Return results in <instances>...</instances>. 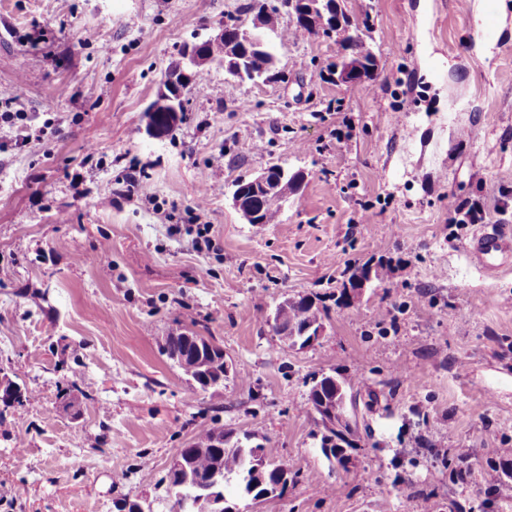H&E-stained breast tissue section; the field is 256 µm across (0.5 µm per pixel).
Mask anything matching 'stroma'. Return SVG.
Returning <instances> with one entry per match:
<instances>
[{"label":"stroma","instance_id":"stroma-1","mask_svg":"<svg viewBox=\"0 0 512 512\" xmlns=\"http://www.w3.org/2000/svg\"><path fill=\"white\" fill-rule=\"evenodd\" d=\"M243 2L0 0V88L26 115L0 123V374L35 397L0 409V512H170V461L212 427L293 466L240 512H512V265L467 255L512 226V0H344L371 77L337 84L335 42L307 35L263 82L206 66L185 120L148 136L170 63L249 23ZM271 164L305 187L276 223H243L233 186ZM214 169L224 185L195 215ZM132 172L150 198L128 195ZM366 263L382 280L339 304ZM297 295L327 309L303 349L265 322ZM184 331L223 348V386L192 391L168 359ZM323 374L350 383L339 460L308 405ZM509 234L501 226H496L491 232L483 231L476 234L468 247V252L471 258L487 268L488 270L495 269L496 263L489 261L491 256L498 258L499 253L507 245Z\"/></svg>","mask_w":512,"mask_h":512}]
</instances>
